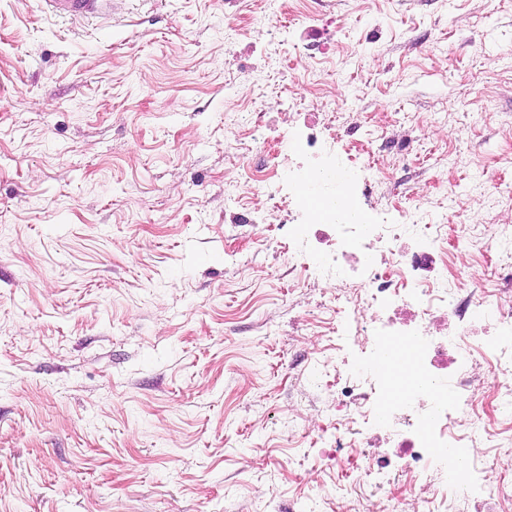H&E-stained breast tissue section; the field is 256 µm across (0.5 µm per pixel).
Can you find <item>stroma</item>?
Here are the masks:
<instances>
[{"label":"stroma","instance_id":"35a3bbf8","mask_svg":"<svg viewBox=\"0 0 512 512\" xmlns=\"http://www.w3.org/2000/svg\"><path fill=\"white\" fill-rule=\"evenodd\" d=\"M290 25L271 29V19ZM297 90L304 104L283 108ZM263 110L253 128L244 113ZM361 210L441 225L512 313V0H111L98 18L0 0V512H392L433 485L398 436L336 462L338 299L300 274L251 174L316 113ZM371 148L379 168L359 170ZM491 367L473 444L512 482Z\"/></svg>","mask_w":512,"mask_h":512}]
</instances>
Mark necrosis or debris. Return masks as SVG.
Listing matches in <instances>:
<instances>
[{"instance_id":"obj_1","label":"necrosis or debris","mask_w":512,"mask_h":512,"mask_svg":"<svg viewBox=\"0 0 512 512\" xmlns=\"http://www.w3.org/2000/svg\"><path fill=\"white\" fill-rule=\"evenodd\" d=\"M304 230L305 242L289 249L301 271L317 272L326 280L340 277L349 267L355 271L354 292L345 299L351 323L344 333L363 339L371 357L406 337L417 345L408 367L388 368L377 378L370 357L344 375L336 412L347 417L352 428L337 433L336 445L349 451L347 468L370 471L363 447L397 426L406 434V472L418 480L437 476L442 487L476 497L484 512H495L512 497V487L488 476L470 452L467 430L480 428L482 415L471 395H449L439 379L448 364H456L464 376L485 359L491 363L494 386L511 382L512 314L493 313L490 291L464 294L435 280L434 239L406 232L402 225L352 222L326 209L309 216ZM387 311L401 320L400 328H381ZM356 386L364 388V396L353 394ZM463 407L471 411L466 425L458 419ZM440 448L451 449L453 457L463 461L460 481L449 478L448 461L436 454Z\"/></svg>"}]
</instances>
